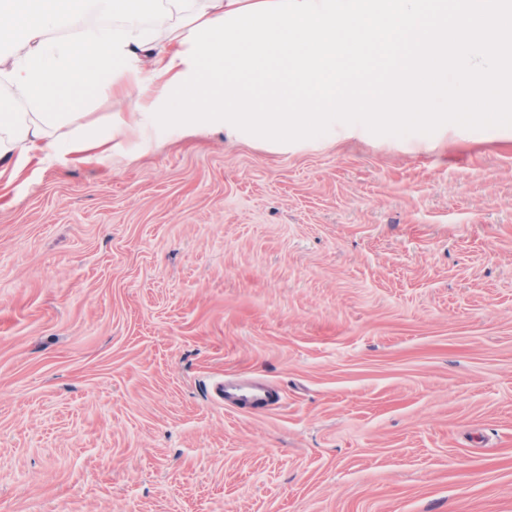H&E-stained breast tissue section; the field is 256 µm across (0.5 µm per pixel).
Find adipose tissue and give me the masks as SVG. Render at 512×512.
<instances>
[{
  "label": "adipose tissue",
  "instance_id": "1",
  "mask_svg": "<svg viewBox=\"0 0 512 512\" xmlns=\"http://www.w3.org/2000/svg\"><path fill=\"white\" fill-rule=\"evenodd\" d=\"M257 0H0V176L41 164L92 163L148 140L144 116L189 65V31ZM134 97L106 131L88 104Z\"/></svg>",
  "mask_w": 512,
  "mask_h": 512
}]
</instances>
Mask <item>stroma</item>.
<instances>
[{
  "mask_svg": "<svg viewBox=\"0 0 512 512\" xmlns=\"http://www.w3.org/2000/svg\"><path fill=\"white\" fill-rule=\"evenodd\" d=\"M0 512H512V136L1 178Z\"/></svg>",
  "mask_w": 512,
  "mask_h": 512,
  "instance_id": "stroma-1",
  "label": "stroma"
}]
</instances>
